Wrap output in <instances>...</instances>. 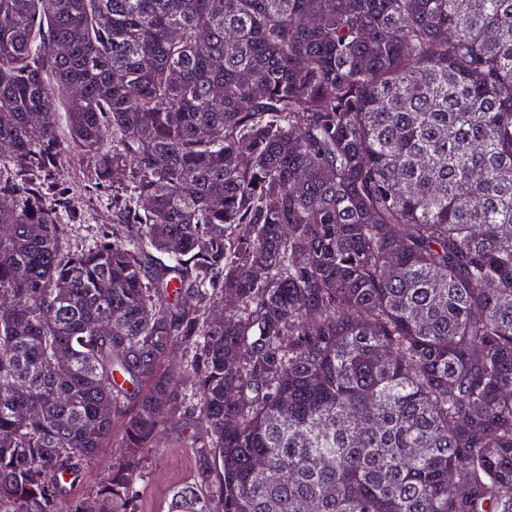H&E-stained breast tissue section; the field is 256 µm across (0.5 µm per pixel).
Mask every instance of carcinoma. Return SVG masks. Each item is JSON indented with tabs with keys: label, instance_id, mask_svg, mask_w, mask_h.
Segmentation results:
<instances>
[{
	"label": "carcinoma",
	"instance_id": "carcinoma-1",
	"mask_svg": "<svg viewBox=\"0 0 512 512\" xmlns=\"http://www.w3.org/2000/svg\"><path fill=\"white\" fill-rule=\"evenodd\" d=\"M0 162V512H512V0H0ZM62 168L69 171V176L58 179L57 191L79 202L66 218L72 224L69 245L74 249L92 246L106 228L112 230V187L96 190L68 158ZM186 433L180 423L165 426L158 436L162 448L158 453L146 455L140 483L144 512H157L169 490L195 474L192 450L183 443ZM120 437V428L117 425L113 432L112 447L104 448L100 457L85 469L84 480L78 487V492L80 494L87 493L92 490L97 485L100 478L106 475L112 457L123 450V448H120Z\"/></svg>",
	"mask_w": 512,
	"mask_h": 512
}]
</instances>
